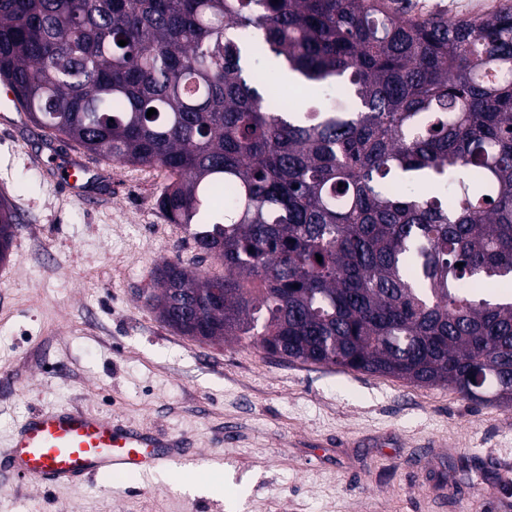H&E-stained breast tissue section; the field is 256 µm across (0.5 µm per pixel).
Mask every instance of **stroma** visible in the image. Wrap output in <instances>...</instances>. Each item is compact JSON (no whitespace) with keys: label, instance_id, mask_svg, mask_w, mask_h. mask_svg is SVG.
I'll return each instance as SVG.
<instances>
[{"label":"stroma","instance_id":"stroma-1","mask_svg":"<svg viewBox=\"0 0 512 512\" xmlns=\"http://www.w3.org/2000/svg\"><path fill=\"white\" fill-rule=\"evenodd\" d=\"M72 150L0 117L18 219L0 264V449L31 411L75 406L184 437L195 463L73 486L0 469V512H512V409L181 336L144 303L154 268L222 267L158 208L162 168L102 162L112 181L89 206L46 165Z\"/></svg>","mask_w":512,"mask_h":512}]
</instances>
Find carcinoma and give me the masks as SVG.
Wrapping results in <instances>:
<instances>
[{
	"mask_svg": "<svg viewBox=\"0 0 512 512\" xmlns=\"http://www.w3.org/2000/svg\"><path fill=\"white\" fill-rule=\"evenodd\" d=\"M396 2L0 0V81L38 129L166 171L160 210L224 266L156 268L180 335L512 406V6ZM286 74L336 97L271 99ZM16 230L1 198V264ZM504 3L512 5V0H409L403 2L402 6L413 12L442 10L454 16L491 12Z\"/></svg>",
	"mask_w": 512,
	"mask_h": 512,
	"instance_id": "carcinoma-1",
	"label": "carcinoma"
}]
</instances>
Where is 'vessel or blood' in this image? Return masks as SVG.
I'll return each mask as SVG.
<instances>
[{
  "label": "vessel or blood",
  "mask_w": 512,
  "mask_h": 512,
  "mask_svg": "<svg viewBox=\"0 0 512 512\" xmlns=\"http://www.w3.org/2000/svg\"><path fill=\"white\" fill-rule=\"evenodd\" d=\"M61 183L73 196L85 198L92 168L80 157L55 158ZM186 441L149 431L79 408H43L26 418L0 466L22 478L52 484L76 483L102 473L147 475L184 458Z\"/></svg>",
  "instance_id": "obj_1"
}]
</instances>
